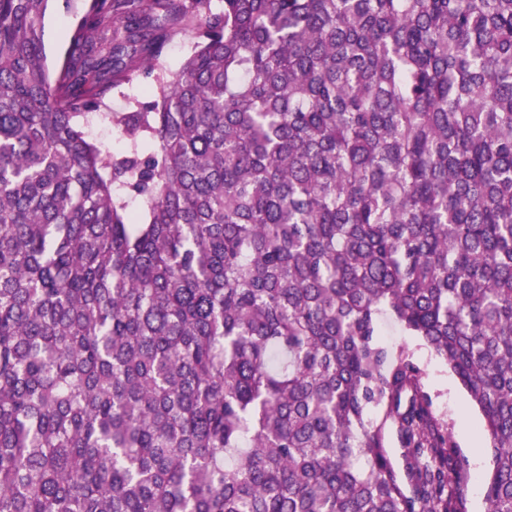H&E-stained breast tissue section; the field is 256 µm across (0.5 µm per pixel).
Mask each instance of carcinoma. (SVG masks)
<instances>
[{"instance_id":"1","label":"carcinoma","mask_w":512,"mask_h":512,"mask_svg":"<svg viewBox=\"0 0 512 512\" xmlns=\"http://www.w3.org/2000/svg\"><path fill=\"white\" fill-rule=\"evenodd\" d=\"M52 2L0 0V512H465L385 315L512 512V0H84L51 68ZM196 29H190L171 38L160 60L163 69L177 71L198 41ZM154 76L136 74L131 81L119 87L112 89L105 99L106 107H102V112H133L138 104L144 105L153 98L148 93L154 83ZM136 89L133 94L132 89ZM381 328L383 336H377V339L389 352L395 353L401 348L413 352L423 372V383L432 399L433 411L440 421L448 424L457 448L466 461L472 476L463 489L466 512H489L481 491V481L489 472V440L482 431L479 409L446 362L436 356L418 336L407 333L388 316L382 318ZM463 418L468 419L473 436L463 432L465 428L460 423ZM471 448H478L479 453L475 458Z\"/></svg>"}]
</instances>
